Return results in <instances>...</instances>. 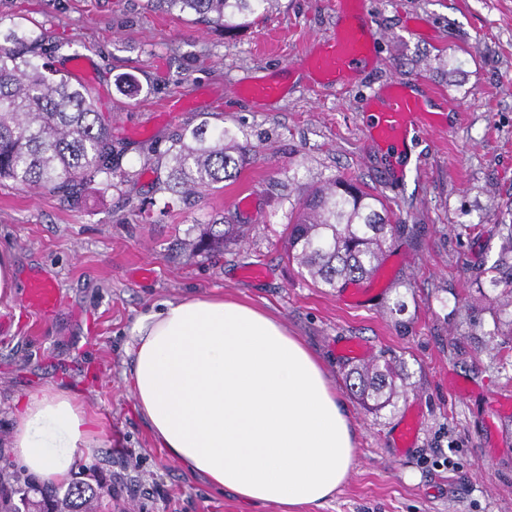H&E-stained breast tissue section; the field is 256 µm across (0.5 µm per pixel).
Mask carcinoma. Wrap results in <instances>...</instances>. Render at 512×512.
Wrapping results in <instances>:
<instances>
[{"instance_id":"1","label":"carcinoma","mask_w":512,"mask_h":512,"mask_svg":"<svg viewBox=\"0 0 512 512\" xmlns=\"http://www.w3.org/2000/svg\"><path fill=\"white\" fill-rule=\"evenodd\" d=\"M169 13L194 17L208 28L248 27L263 16L271 0H149ZM44 38L10 29L0 44V179L33 191H48L75 204L94 184L112 186L117 165L112 127L97 112L87 90L67 74L47 71ZM247 149L222 128L204 123L175 134L173 144L155 163L166 170L163 206L184 203L218 188L238 173ZM389 223L387 209L356 183L333 179L312 189L295 206L286 225V253L323 288H341L369 277L379 267L383 246L407 233ZM247 238L244 224L217 216L197 236L176 244L179 257L193 259L219 252ZM491 282L512 286V258L503 253ZM350 388L369 409L380 411L408 388L403 362L374 356L346 373ZM33 485L0 466V512H100L110 490L82 483L69 485L64 497L43 488L31 500Z\"/></svg>"}]
</instances>
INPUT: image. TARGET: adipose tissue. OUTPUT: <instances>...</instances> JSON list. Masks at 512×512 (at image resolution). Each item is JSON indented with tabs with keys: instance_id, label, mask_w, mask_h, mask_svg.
Returning a JSON list of instances; mask_svg holds the SVG:
<instances>
[{
	"instance_id": "1",
	"label": "adipose tissue",
	"mask_w": 512,
	"mask_h": 512,
	"mask_svg": "<svg viewBox=\"0 0 512 512\" xmlns=\"http://www.w3.org/2000/svg\"><path fill=\"white\" fill-rule=\"evenodd\" d=\"M129 386L160 448L243 504L323 507L347 480L356 432L322 360L274 316L221 296L164 301L135 329ZM101 445L70 392L21 402L11 446L31 474L66 482Z\"/></svg>"
}]
</instances>
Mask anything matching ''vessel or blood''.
<instances>
[{"label": "vessel or blood", "instance_id": "vessel-or-blood-1", "mask_svg": "<svg viewBox=\"0 0 512 512\" xmlns=\"http://www.w3.org/2000/svg\"><path fill=\"white\" fill-rule=\"evenodd\" d=\"M336 15L335 35L318 42L306 65L318 79L342 86L372 63L377 37L367 0H336ZM433 96V90L424 85L410 90L403 84H392L380 108L365 113L364 120L378 141L397 147L407 132L423 133L430 129L428 102ZM26 303L45 312L52 311L58 296L51 278L32 279Z\"/></svg>", "mask_w": 512, "mask_h": 512}]
</instances>
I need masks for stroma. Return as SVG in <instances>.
I'll return each instance as SVG.
<instances>
[{"label":"stroma","instance_id":"1","mask_svg":"<svg viewBox=\"0 0 512 512\" xmlns=\"http://www.w3.org/2000/svg\"><path fill=\"white\" fill-rule=\"evenodd\" d=\"M379 41L373 65L344 93L316 88L299 65L336 27L335 0H274L264 19L231 33L146 0H0V29L63 45L52 69L74 76L112 126L120 173L77 205L0 180V244L21 281L50 276L58 305L0 299V455L13 458L15 402L48 386L69 390L99 422L101 448L71 480L111 488L104 512H281L241 505L185 472L158 448L127 386L133 328L152 305L193 292L267 309L322 359L347 405L357 442L346 483L317 512H512V289L491 268L512 212V0H369ZM280 80V97L237 93L249 79ZM438 91L429 108L442 133L408 141L400 161L362 127L391 81ZM184 111L168 114L171 97ZM250 146L223 188L195 204L142 217L166 173L146 162L200 123ZM380 197L413 229L387 251L362 306L315 285L284 252L292 206L332 176ZM254 199L241 212L237 199ZM250 225L219 256L171 251L218 214ZM402 358L411 386L374 412L351 394L356 359ZM418 413L412 447L392 436Z\"/></svg>","mask_w":512,"mask_h":512}]
</instances>
